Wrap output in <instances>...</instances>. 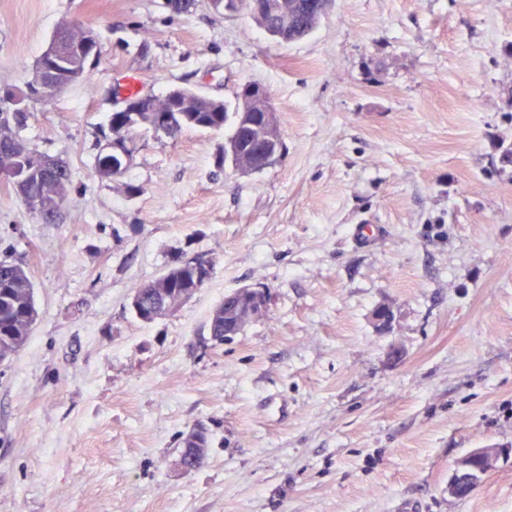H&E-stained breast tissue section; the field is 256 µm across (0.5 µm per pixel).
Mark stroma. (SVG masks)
Here are the masks:
<instances>
[{
    "label": "stroma",
    "mask_w": 512,
    "mask_h": 512,
    "mask_svg": "<svg viewBox=\"0 0 512 512\" xmlns=\"http://www.w3.org/2000/svg\"><path fill=\"white\" fill-rule=\"evenodd\" d=\"M76 23L99 37L92 82L20 131L72 168L59 220L0 183V249L39 312L0 363V512H512V0H329L293 43L209 0H0V93ZM132 77L230 107L263 84L284 155L240 175L223 132L143 129L123 177L98 178ZM198 256L192 299L133 317L135 284ZM245 286L268 316L215 345L213 309ZM199 422L211 448L186 472ZM486 447L495 469L449 497Z\"/></svg>",
    "instance_id": "1"
}]
</instances>
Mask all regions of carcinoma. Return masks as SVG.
Here are the masks:
<instances>
[{
    "instance_id": "1",
    "label": "carcinoma",
    "mask_w": 512,
    "mask_h": 512,
    "mask_svg": "<svg viewBox=\"0 0 512 512\" xmlns=\"http://www.w3.org/2000/svg\"><path fill=\"white\" fill-rule=\"evenodd\" d=\"M327 0H264L265 11L256 23L270 36H281L288 42L298 41L319 25L325 14ZM209 99L200 95L192 96L191 111L180 113L162 135L171 139L179 137L187 129L201 130L209 125L218 130L231 125L229 137L238 142L239 158L249 156L252 143L259 138L263 125L258 123L242 127L238 113L206 112L204 106ZM29 113L6 112L0 109V137L10 141L11 155L0 161L12 163L18 168L25 187L27 209L40 221L55 223L61 216L73 183V172L66 160L55 158V168L46 172L41 169V159L46 154L30 147L18 134L25 125ZM102 138L96 144L94 168L98 176L113 178L112 156L103 154ZM212 268L203 266L168 267L161 275L134 286L130 308L134 316L143 323H152L167 317L165 307L180 298L194 296L200 286L211 276ZM38 318L34 286L26 269L4 257L0 259V362H4L25 346L31 337ZM212 340L224 344V333L231 328L224 327V303H219L210 317ZM211 433H184L180 439V455L187 471L198 467L201 458L207 456Z\"/></svg>"
}]
</instances>
